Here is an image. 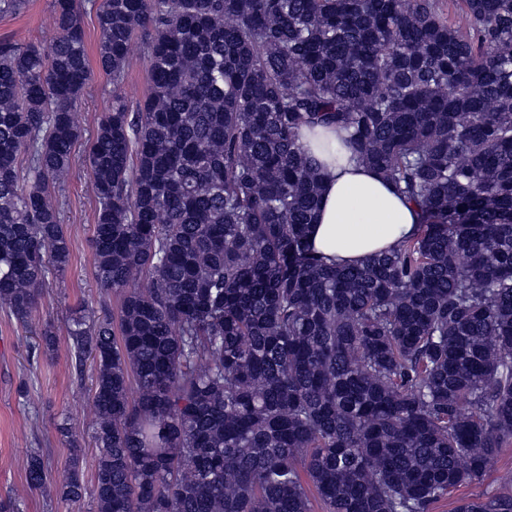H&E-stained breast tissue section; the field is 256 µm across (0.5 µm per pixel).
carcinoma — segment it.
Returning a JSON list of instances; mask_svg holds the SVG:
<instances>
[{
	"instance_id": "carcinoma-1",
	"label": "carcinoma",
	"mask_w": 512,
	"mask_h": 512,
	"mask_svg": "<svg viewBox=\"0 0 512 512\" xmlns=\"http://www.w3.org/2000/svg\"><path fill=\"white\" fill-rule=\"evenodd\" d=\"M460 5L463 31L437 0H99L91 248L121 299L68 326L95 369L96 512H431L512 443V0ZM50 22L0 39V308L23 325L70 261L55 188L92 79L79 0ZM317 125L419 212L355 266L309 240ZM26 480L46 488L42 454ZM85 491L76 457L60 493ZM146 38L143 32H138L132 41L128 73L124 86V93L131 112H134L136 102L145 97L150 87Z\"/></svg>"
}]
</instances>
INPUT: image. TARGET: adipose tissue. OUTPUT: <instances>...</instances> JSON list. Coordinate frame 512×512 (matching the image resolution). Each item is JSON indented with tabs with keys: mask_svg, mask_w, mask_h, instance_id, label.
I'll return each mask as SVG.
<instances>
[{
	"mask_svg": "<svg viewBox=\"0 0 512 512\" xmlns=\"http://www.w3.org/2000/svg\"><path fill=\"white\" fill-rule=\"evenodd\" d=\"M299 143L319 162L323 193L310 228L315 254L354 264L394 248L417 230V209L372 169L352 161L333 128H302Z\"/></svg>",
	"mask_w": 512,
	"mask_h": 512,
	"instance_id": "adipose-tissue-1",
	"label": "adipose tissue"
}]
</instances>
